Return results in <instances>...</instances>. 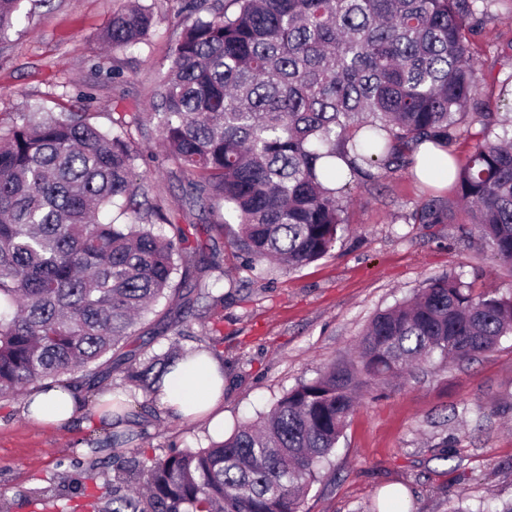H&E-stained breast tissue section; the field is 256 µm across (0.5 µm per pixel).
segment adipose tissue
Segmentation results:
<instances>
[{"label": "adipose tissue", "instance_id": "adipose-tissue-1", "mask_svg": "<svg viewBox=\"0 0 512 512\" xmlns=\"http://www.w3.org/2000/svg\"><path fill=\"white\" fill-rule=\"evenodd\" d=\"M224 397V367L211 353H187L155 394L159 406L176 418L201 420L209 427L224 424L219 406ZM81 411L77 394L52 385L35 393L25 406L26 415L47 426L70 422Z\"/></svg>", "mask_w": 512, "mask_h": 512}]
</instances>
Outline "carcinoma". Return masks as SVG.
I'll use <instances>...</instances> for the list:
<instances>
[{
	"label": "carcinoma",
	"mask_w": 512,
	"mask_h": 512,
	"mask_svg": "<svg viewBox=\"0 0 512 512\" xmlns=\"http://www.w3.org/2000/svg\"><path fill=\"white\" fill-rule=\"evenodd\" d=\"M191 0L164 91L105 129L87 112L22 115L0 131V399L52 382L95 402L112 368L156 392L191 336L224 303L199 275L185 229L163 219L134 173L133 133L152 126L188 179L185 205L224 207V247L253 265L319 260L348 230L350 179L415 164L418 147L476 139L455 163L457 203L492 258L512 267V111L474 103L468 35L498 0ZM21 0H0V39ZM151 8L128 0L104 33L141 42ZM348 165L343 171L336 160ZM115 210L122 222L98 218ZM183 300L186 315L158 310ZM165 336L167 351L132 345ZM512 335V289L448 275L376 314L354 358L284 393L221 442L146 458L112 433L114 474L59 496L92 512H303L361 397L425 366L462 362Z\"/></svg>",
	"instance_id": "1"
}]
</instances>
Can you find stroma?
<instances>
[{"mask_svg":"<svg viewBox=\"0 0 512 512\" xmlns=\"http://www.w3.org/2000/svg\"><path fill=\"white\" fill-rule=\"evenodd\" d=\"M155 26L144 43L108 49L102 36L126 0H23L0 39V128L26 112H87L103 127L148 110L163 89L170 46L189 15V0H151ZM477 29L469 50L479 61L476 97L496 106L499 78L512 73V0ZM137 175L155 186L168 219L193 225L202 241L218 237L223 211L187 209V180L167 161L157 134L138 138ZM452 188L421 181L413 169L359 180L346 212L348 231L326 257L297 269L264 262L247 271L230 252L210 257L204 278L218 309L224 342V429L258 418L288 389L349 358L372 316L428 279L460 276L487 290L512 283L478 241ZM451 206L453 219L423 224V204ZM24 396L0 401V490L11 512H62L33 505L30 489L57 480L58 462L80 461L83 479L102 483L91 464L95 441L80 423L47 428L24 415ZM206 423L159 414L136 442L147 456L207 447ZM452 456L441 459L442 447ZM391 493L404 512H472L512 500V335L475 360L428 368L365 399L317 483L304 512H370Z\"/></svg>","mask_w":512,"mask_h":512,"instance_id":"stroma-1","label":"stroma"}]
</instances>
